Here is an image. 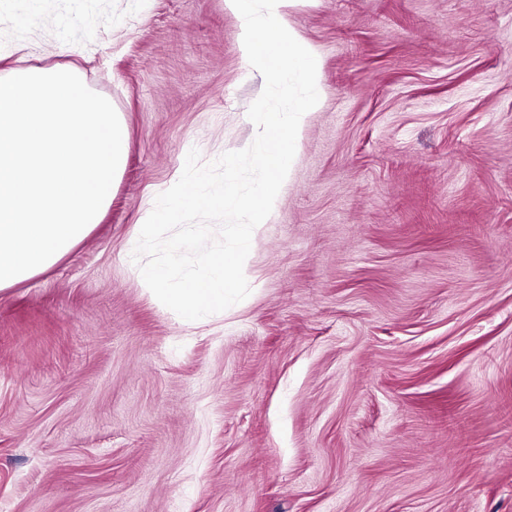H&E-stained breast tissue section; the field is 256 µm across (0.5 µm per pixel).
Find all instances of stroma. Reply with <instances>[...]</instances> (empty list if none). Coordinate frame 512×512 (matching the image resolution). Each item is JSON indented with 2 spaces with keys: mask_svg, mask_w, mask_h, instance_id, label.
<instances>
[{
  "mask_svg": "<svg viewBox=\"0 0 512 512\" xmlns=\"http://www.w3.org/2000/svg\"><path fill=\"white\" fill-rule=\"evenodd\" d=\"M323 101L188 323L127 246L190 149L248 147L225 0H0V78L125 122L90 235L0 292V512H512V0H295Z\"/></svg>",
  "mask_w": 512,
  "mask_h": 512,
  "instance_id": "obj_1",
  "label": "stroma"
}]
</instances>
